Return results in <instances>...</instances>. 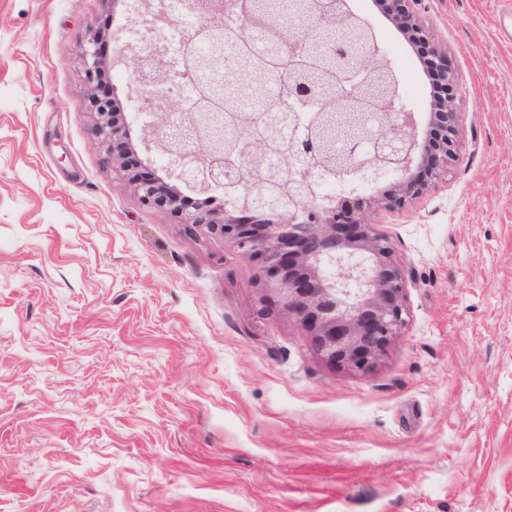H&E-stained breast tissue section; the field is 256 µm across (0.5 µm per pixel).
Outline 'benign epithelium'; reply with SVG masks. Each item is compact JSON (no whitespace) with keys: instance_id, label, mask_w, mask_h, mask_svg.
I'll list each match as a JSON object with an SVG mask.
<instances>
[{"instance_id":"benign-epithelium-1","label":"benign epithelium","mask_w":512,"mask_h":512,"mask_svg":"<svg viewBox=\"0 0 512 512\" xmlns=\"http://www.w3.org/2000/svg\"><path fill=\"white\" fill-rule=\"evenodd\" d=\"M380 2L388 20L406 39L425 43L427 65L445 86L446 97L425 102L427 116L422 122L403 102L394 76L388 91L350 92L345 97L348 110L372 115L373 123L360 139L343 136L345 144L332 170L318 167V116H310L306 131L298 135L291 130L299 121L288 117L290 134H284L282 114L292 113L284 109L285 99L281 112L270 113L271 134L266 138L270 155L256 173L249 169L246 149L232 155L213 150L223 121L220 102L198 89L181 99L183 115L214 111L205 125L185 118L177 123L173 113L162 111L168 98L163 85L196 74L193 62L201 36L219 31L240 47L255 42L256 33L247 25L229 24L241 12L242 0H180L178 10L172 8L171 0H142L141 9L153 18L141 32V44L150 48L149 55L143 56L127 42L118 48L117 57L132 59L133 72L139 73L141 108L150 115L143 144L168 160L163 177L150 165L130 160L126 113L96 100L98 84L110 71L98 52L99 35L88 34L79 51L96 116V144L123 172L140 203L176 214L189 232L206 229L241 259L258 264L263 274L261 299L276 303L284 315L300 323L326 364L361 376L370 374L385 355L405 327L407 315L404 267L390 238L376 230L370 217L379 210L403 208L447 175L448 166L458 160L461 135L456 69L447 47L431 34L421 0ZM186 14L199 15L202 23L193 31L181 32L180 48L173 53L160 31L180 28ZM333 14L360 22L366 33L361 54L331 46L335 67L329 80L336 87L354 73L375 77L381 60L393 69L371 25L351 8L349 0H320L309 24L289 31L283 39L288 95L294 93L295 78L315 67L302 50L303 42L325 31ZM354 167L361 179L377 184L379 190L366 194L351 185L349 173ZM326 175L345 185L329 204L318 193L319 181ZM179 182L202 193L214 187L225 189L224 210L185 205Z\"/></svg>"}]
</instances>
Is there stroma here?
I'll list each match as a JSON object with an SVG mask.
<instances>
[{"mask_svg":"<svg viewBox=\"0 0 512 512\" xmlns=\"http://www.w3.org/2000/svg\"><path fill=\"white\" fill-rule=\"evenodd\" d=\"M507 2L424 0L463 136L446 180L372 217L407 324L362 377L97 148L77 48L101 34L127 102L124 0H0V512H512ZM363 16L419 108V63Z\"/></svg>","mask_w":512,"mask_h":512,"instance_id":"35a3bbf8","label":"stroma"}]
</instances>
